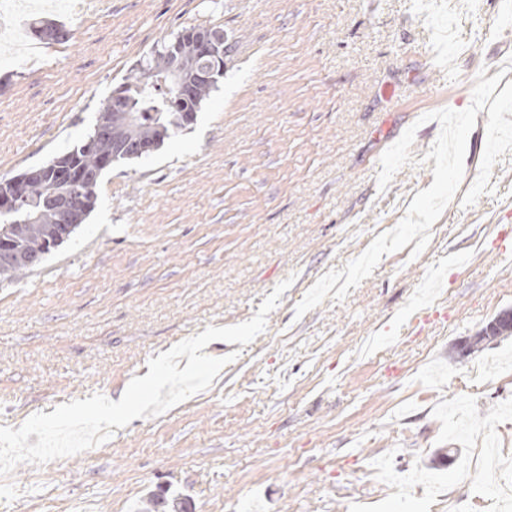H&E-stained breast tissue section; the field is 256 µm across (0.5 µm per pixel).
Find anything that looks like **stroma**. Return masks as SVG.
Wrapping results in <instances>:
<instances>
[{
	"instance_id": "stroma-1",
	"label": "stroma",
	"mask_w": 512,
	"mask_h": 512,
	"mask_svg": "<svg viewBox=\"0 0 512 512\" xmlns=\"http://www.w3.org/2000/svg\"><path fill=\"white\" fill-rule=\"evenodd\" d=\"M65 43L0 32V180L87 140L113 90L181 28L235 51L195 122L115 164L84 224L33 270L0 279V426L100 393L149 359L245 322L284 279L265 330L212 385L83 453L0 478V512H512V336L460 347L512 312V152L485 192L486 121L419 255H384L341 301L295 307L405 216L433 182L423 157L466 109L489 56L512 47L505 0H30ZM386 189L380 157L409 126Z\"/></svg>"
}]
</instances>
